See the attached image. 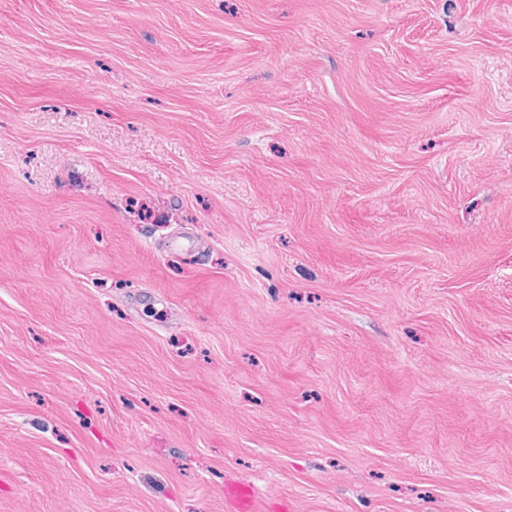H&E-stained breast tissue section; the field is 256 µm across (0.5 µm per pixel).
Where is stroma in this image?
Returning a JSON list of instances; mask_svg holds the SVG:
<instances>
[{
    "label": "stroma",
    "instance_id": "35a3bbf8",
    "mask_svg": "<svg viewBox=\"0 0 512 512\" xmlns=\"http://www.w3.org/2000/svg\"><path fill=\"white\" fill-rule=\"evenodd\" d=\"M512 512V0H0V512Z\"/></svg>",
    "mask_w": 512,
    "mask_h": 512
}]
</instances>
